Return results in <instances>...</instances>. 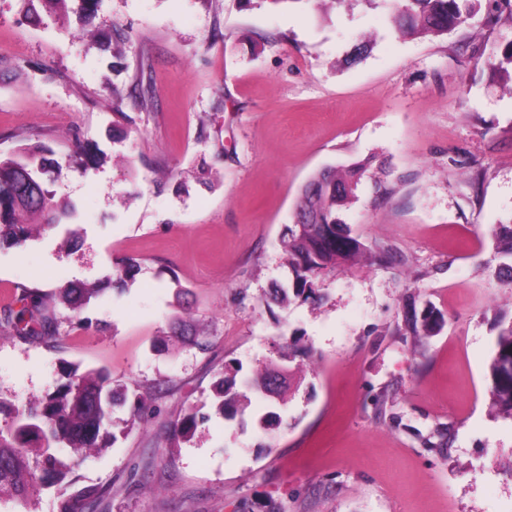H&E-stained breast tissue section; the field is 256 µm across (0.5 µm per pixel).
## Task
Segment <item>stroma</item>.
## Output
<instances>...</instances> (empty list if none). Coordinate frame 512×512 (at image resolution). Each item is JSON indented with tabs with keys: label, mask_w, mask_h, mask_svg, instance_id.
Wrapping results in <instances>:
<instances>
[{
	"label": "stroma",
	"mask_w": 512,
	"mask_h": 512,
	"mask_svg": "<svg viewBox=\"0 0 512 512\" xmlns=\"http://www.w3.org/2000/svg\"><path fill=\"white\" fill-rule=\"evenodd\" d=\"M80 7L34 26L21 0H0V157L51 148V188L74 207L0 248V309L25 286L101 290L80 313L56 308L60 348L0 326V397L36 399L66 362L151 392L158 421L116 413L125 432L73 474L103 490L96 512H512V418L489 378L496 319L512 314L493 236L512 220V95L475 63L496 38L482 16L417 37L361 0H100L89 27ZM364 36L371 52L347 65ZM140 78L145 107L125 98ZM363 160L339 217L401 262L267 306L288 282L281 241L302 186ZM124 257L139 268L120 292L106 278ZM411 303L445 318L421 346ZM187 312L207 348H161ZM295 334L309 354L287 407L253 399L245 420L210 415L188 442L164 430L209 404L225 365L252 374ZM273 410L280 422L260 426Z\"/></svg>",
	"instance_id": "35a3bbf8"
}]
</instances>
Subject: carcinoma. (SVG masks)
<instances>
[{
  "label": "carcinoma",
  "instance_id": "carcinoma-1",
  "mask_svg": "<svg viewBox=\"0 0 512 512\" xmlns=\"http://www.w3.org/2000/svg\"><path fill=\"white\" fill-rule=\"evenodd\" d=\"M394 2L390 19L402 33L411 36L446 34L467 22L479 10L481 0H364ZM26 19L33 25L44 16L64 15L72 0H22ZM485 25L500 33L492 43L487 61L500 83L512 94V0H492ZM55 169L52 159L40 144H28L14 157L0 158V245L20 246L32 234L33 221L39 225H58L71 213V206L55 200L47 187ZM364 165L354 163L341 169L330 167L316 172L301 190L298 205L304 219L286 228L283 236L288 286L276 285L265 295L266 303L288 305L295 300L315 302L321 299L319 281L328 272L348 269L360 261L382 262L396 257L391 247L370 250L360 236L339 221L337 211L355 197ZM497 253L512 260V224L495 228ZM139 263L125 258L116 263L115 281L133 279ZM99 289L72 284L59 298L76 312L98 296ZM19 309L8 310L5 319L13 323L20 336H38L48 345L59 344V327L37 288H23ZM445 324L444 315L427 305L406 318V331L419 339L438 335ZM489 365L490 395L498 413L512 418V317L498 319ZM203 348L206 342L193 332L189 321L180 319L171 340ZM305 353L301 337L294 335L280 343L276 360L250 377L239 376L240 368L226 366L212 385L214 413L234 420L245 416L252 396L263 395L279 404L288 402L292 374L290 363ZM131 406V424L148 425L157 412L148 397L128 393L113 384L112 373L104 368L83 370L76 363L62 367L61 377L52 391L24 408L0 399V413L10 421L0 426V497L7 495L28 501L44 486L62 489L59 512H94L103 491L85 486L72 493L71 474L75 464L90 450H103L117 441L111 427L116 409ZM208 415L193 407L167 422L170 435L189 441ZM60 448H69L64 456Z\"/></svg>",
  "mask_w": 512,
  "mask_h": 512
}]
</instances>
